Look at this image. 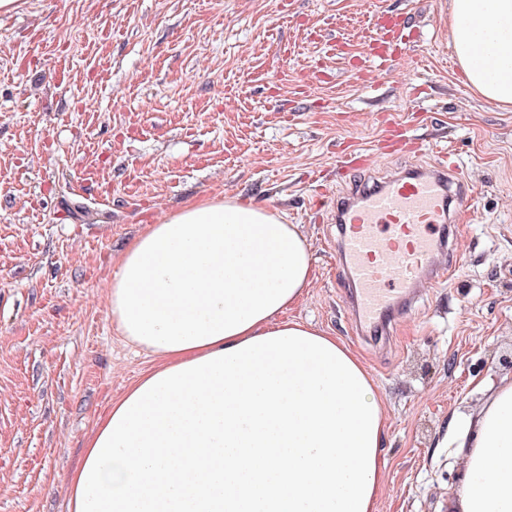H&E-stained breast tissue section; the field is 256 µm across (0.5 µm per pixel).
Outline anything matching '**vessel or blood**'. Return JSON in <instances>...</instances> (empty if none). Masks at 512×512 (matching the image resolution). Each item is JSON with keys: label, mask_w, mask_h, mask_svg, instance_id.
<instances>
[{"label": "vessel or blood", "mask_w": 512, "mask_h": 512, "mask_svg": "<svg viewBox=\"0 0 512 512\" xmlns=\"http://www.w3.org/2000/svg\"><path fill=\"white\" fill-rule=\"evenodd\" d=\"M380 139L387 157L422 153L421 143L391 121ZM469 199L462 170L441 159L402 167L337 198V263L356 290L357 328L378 324L398 305H411L420 288L459 270V260L443 255Z\"/></svg>", "instance_id": "obj_1"}]
</instances>
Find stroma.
Wrapping results in <instances>:
<instances>
[{
    "label": "stroma",
    "mask_w": 512,
    "mask_h": 512,
    "mask_svg": "<svg viewBox=\"0 0 512 512\" xmlns=\"http://www.w3.org/2000/svg\"><path fill=\"white\" fill-rule=\"evenodd\" d=\"M0 17V512H68L112 401L160 361L107 291L126 245L224 194L300 225L315 280L291 318L340 338L386 410L377 512H450L444 439L512 378V108L453 62L450 0H20ZM413 24L377 83L370 31ZM466 166L460 271L382 336L357 332L336 263V195L383 118Z\"/></svg>",
    "instance_id": "obj_1"
}]
</instances>
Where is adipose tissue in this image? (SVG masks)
I'll return each instance as SVG.
<instances>
[{
	"instance_id": "obj_1",
	"label": "adipose tissue",
	"mask_w": 512,
	"mask_h": 512,
	"mask_svg": "<svg viewBox=\"0 0 512 512\" xmlns=\"http://www.w3.org/2000/svg\"><path fill=\"white\" fill-rule=\"evenodd\" d=\"M468 85L512 107V0H451ZM315 279L299 225L230 196L191 202L122 252L109 315L161 364L102 415L68 512H376L386 414L339 338L287 312ZM454 512H512V383L460 422Z\"/></svg>"
}]
</instances>
